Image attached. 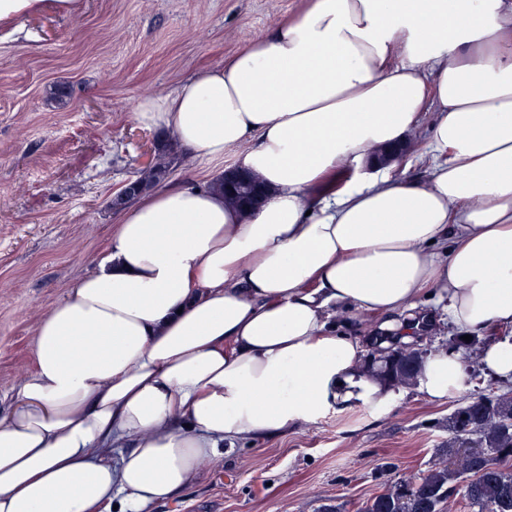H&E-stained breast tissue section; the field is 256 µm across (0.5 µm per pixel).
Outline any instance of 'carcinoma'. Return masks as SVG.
<instances>
[{"instance_id": "1", "label": "carcinoma", "mask_w": 512, "mask_h": 512, "mask_svg": "<svg viewBox=\"0 0 512 512\" xmlns=\"http://www.w3.org/2000/svg\"><path fill=\"white\" fill-rule=\"evenodd\" d=\"M177 161V147L169 141L155 149L135 183L161 182ZM423 361L419 353L399 348L366 366L395 387H410ZM460 488L472 512H512V392L481 393L456 407L448 416L445 457L391 481L362 512H446Z\"/></svg>"}]
</instances>
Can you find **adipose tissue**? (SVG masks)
Returning a JSON list of instances; mask_svg holds the SVG:
<instances>
[{
  "label": "adipose tissue",
  "mask_w": 512,
  "mask_h": 512,
  "mask_svg": "<svg viewBox=\"0 0 512 512\" xmlns=\"http://www.w3.org/2000/svg\"><path fill=\"white\" fill-rule=\"evenodd\" d=\"M426 112L434 162L401 176L390 152ZM134 119L266 194L247 217L198 185L122 213L0 396V512H153L242 437L388 414L335 312L382 315V348L412 342L425 296L463 334L512 327V0H308ZM465 382L435 352L417 388Z\"/></svg>",
  "instance_id": "1"
}]
</instances>
